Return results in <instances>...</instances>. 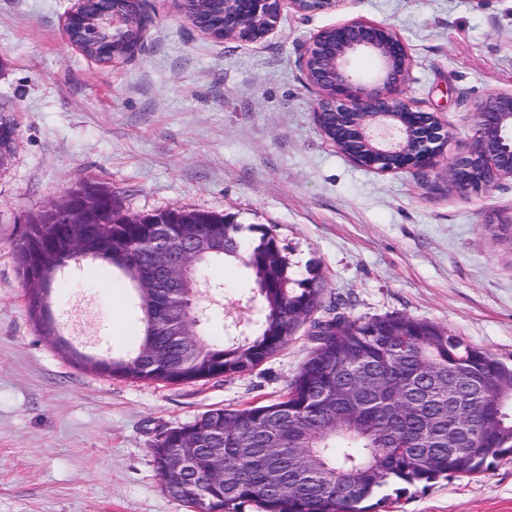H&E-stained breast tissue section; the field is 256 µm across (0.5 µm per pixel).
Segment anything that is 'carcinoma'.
Masks as SVG:
<instances>
[{"label":"carcinoma","mask_w":512,"mask_h":512,"mask_svg":"<svg viewBox=\"0 0 512 512\" xmlns=\"http://www.w3.org/2000/svg\"><path fill=\"white\" fill-rule=\"evenodd\" d=\"M94 184L69 191L96 207L100 254L89 257L106 275L121 276L139 313L135 346L99 363L67 341L61 350L79 365L115 379L180 385L250 371L275 354L306 322L317 342L281 400L243 409H212L159 434L153 462L164 491L190 512H372L385 489L400 495L440 479L480 474L512 456V368L465 338L431 322L399 313L346 319L320 331L323 308L317 270L299 278L268 229L246 241L241 225L224 215L187 212L224 225V247L195 266L201 279L215 262L240 264L260 311L239 335L218 345L187 330L196 314L184 293L180 315L156 318L151 298L135 287L147 253V225L137 216L95 198ZM47 208L34 217L15 245L27 288L28 310L46 336L57 322L47 297L64 287L57 266L84 257L71 247L75 232ZM461 398L450 408L448 398ZM190 444L192 464L180 474L167 468L169 451ZM224 467L222 483L207 481L210 465Z\"/></svg>","instance_id":"obj_1"}]
</instances>
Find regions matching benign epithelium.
Masks as SVG:
<instances>
[{"instance_id":"benign-epithelium-1","label":"benign epithelium","mask_w":512,"mask_h":512,"mask_svg":"<svg viewBox=\"0 0 512 512\" xmlns=\"http://www.w3.org/2000/svg\"><path fill=\"white\" fill-rule=\"evenodd\" d=\"M98 0H73L64 19L71 46L80 48L81 30L69 29V21L83 17ZM342 0H224V32L218 38L257 43L279 26L284 6L298 12L332 9ZM89 34L112 30V40L123 38L122 48L112 46V61L135 55L141 47L146 18L135 0H111L109 8L93 15ZM358 51L374 55L379 64L369 81L357 78L349 68ZM411 59L402 40L388 27L353 21L325 28L309 41L303 57L308 84L317 90L314 115L321 132L353 164L377 173H425L446 161L448 183L478 195L496 182L512 178V93H492L474 105L475 135L469 152L448 159V125L435 112L415 106L405 95ZM15 127L0 118V168L11 156ZM63 223L79 224L74 238L79 254L89 256L86 210L61 206ZM169 224L154 223L155 245L148 252L138 283L154 297L158 315L173 316L171 299L185 292L187 274L207 245L220 239L222 227L206 230L185 222L182 246L171 247Z\"/></svg>"}]
</instances>
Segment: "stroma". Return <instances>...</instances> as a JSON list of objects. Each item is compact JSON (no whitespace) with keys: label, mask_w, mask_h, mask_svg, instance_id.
I'll return each instance as SVG.
<instances>
[{"label":"stroma","mask_w":512,"mask_h":512,"mask_svg":"<svg viewBox=\"0 0 512 512\" xmlns=\"http://www.w3.org/2000/svg\"><path fill=\"white\" fill-rule=\"evenodd\" d=\"M71 0H0V117L17 129L0 169V512H187L162 488L151 448L162 430L213 408L270 404L287 392L313 342L301 325L249 373L181 385L112 379L78 367L32 320L14 258L25 224L86 182L126 214L193 207L272 230L298 277L317 268L326 300L350 318L390 313L432 322L512 366V180L463 195L444 168L379 174L321 133L302 58L318 31L363 20L390 27L411 57L406 95L465 155L475 102L512 91V0H341L286 11L265 42L217 40L175 0H139L140 51L110 66L72 48ZM53 312L84 350L137 338L112 329L120 280L67 268ZM222 342L258 306L245 270H207ZM376 512H512V458L455 476Z\"/></svg>","instance_id":"obj_1"}]
</instances>
